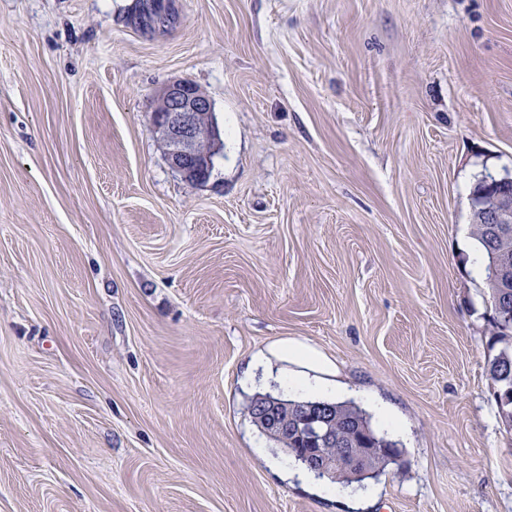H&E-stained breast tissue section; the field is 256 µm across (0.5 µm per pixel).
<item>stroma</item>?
<instances>
[{
    "label": "stroma",
    "instance_id": "stroma-1",
    "mask_svg": "<svg viewBox=\"0 0 512 512\" xmlns=\"http://www.w3.org/2000/svg\"><path fill=\"white\" fill-rule=\"evenodd\" d=\"M156 2L0 0V512H512L469 197L512 170V0ZM287 339L402 467L289 478L248 411ZM156 101L153 121L168 163L189 181H207L224 150L210 98L182 79L165 84Z\"/></svg>",
    "mask_w": 512,
    "mask_h": 512
}]
</instances>
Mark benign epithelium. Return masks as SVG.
I'll return each mask as SVG.
<instances>
[{
  "mask_svg": "<svg viewBox=\"0 0 512 512\" xmlns=\"http://www.w3.org/2000/svg\"><path fill=\"white\" fill-rule=\"evenodd\" d=\"M153 121L170 166L189 181H207L215 158L224 150L210 98L189 80L171 81L157 94ZM482 223L496 225L497 233L512 228V195L499 196L497 207L482 215ZM282 408L281 400L268 399L252 407V418L280 439L296 438L311 468L333 472L338 467H361L375 457L374 449L353 446L340 458L327 455L325 448L336 443L329 412L322 406L306 405L290 415Z\"/></svg>",
  "mask_w": 512,
  "mask_h": 512,
  "instance_id": "1",
  "label": "benign epithelium"
}]
</instances>
